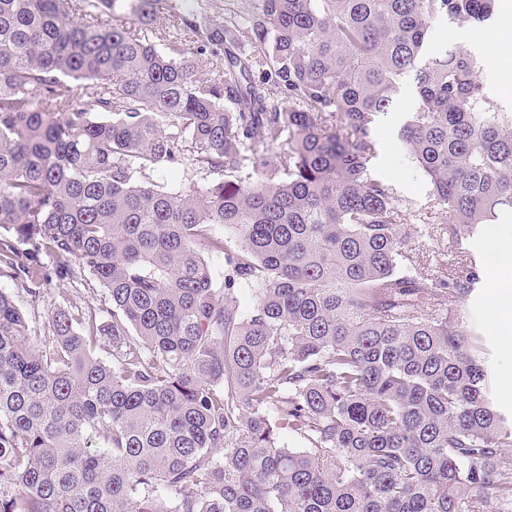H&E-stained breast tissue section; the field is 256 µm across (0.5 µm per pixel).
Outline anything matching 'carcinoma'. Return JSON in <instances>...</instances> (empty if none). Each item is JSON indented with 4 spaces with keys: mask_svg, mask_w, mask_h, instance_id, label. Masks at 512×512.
Listing matches in <instances>:
<instances>
[{
    "mask_svg": "<svg viewBox=\"0 0 512 512\" xmlns=\"http://www.w3.org/2000/svg\"><path fill=\"white\" fill-rule=\"evenodd\" d=\"M494 2L0 0V277L33 307L54 277L105 292L41 338L0 290V512H512V422L449 306L479 264L417 274L372 174L412 75L448 240L512 211V111L428 49ZM185 158L218 180L152 179ZM200 3L204 8L202 12L208 13V17H212L213 13L217 15V13L224 14V12L245 16L253 10L257 0H203Z\"/></svg>",
    "mask_w": 512,
    "mask_h": 512,
    "instance_id": "carcinoma-1",
    "label": "carcinoma"
}]
</instances>
